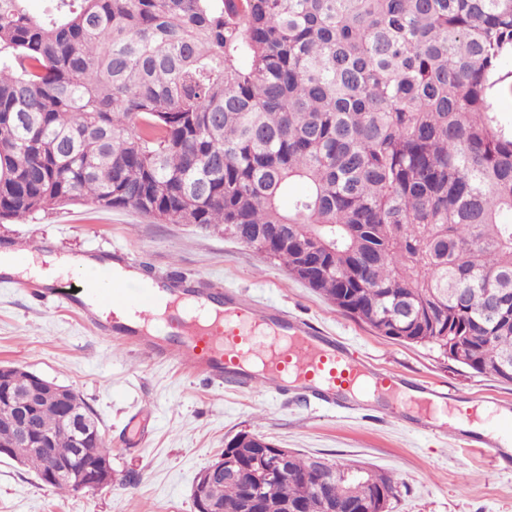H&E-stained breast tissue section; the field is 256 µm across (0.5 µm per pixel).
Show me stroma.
I'll list each match as a JSON object with an SVG mask.
<instances>
[{"instance_id":"35a3bbf8","label":"stroma","mask_w":512,"mask_h":512,"mask_svg":"<svg viewBox=\"0 0 512 512\" xmlns=\"http://www.w3.org/2000/svg\"><path fill=\"white\" fill-rule=\"evenodd\" d=\"M130 249L150 278L177 274L195 283L245 291L284 308L381 369L429 383L456 405L512 406V384L478 375L427 346L375 334L339 312L286 267L214 230L166 224L126 207H56L0 223V250L83 256ZM15 365L74 390L96 414L112 450V483L95 493H55L35 473L0 458V512H196L197 474L226 442L249 431L282 448L333 462L356 460L391 473V512H512V466L461 442L395 420L360 404L320 409L307 400L213 385L173 360H155L95 334L62 307L40 302L0 276V365ZM148 418L140 439L130 419Z\"/></svg>"}]
</instances>
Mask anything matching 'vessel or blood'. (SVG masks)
Returning <instances> with one entry per match:
<instances>
[{
	"label": "vessel or blood",
	"mask_w": 512,
	"mask_h": 512,
	"mask_svg": "<svg viewBox=\"0 0 512 512\" xmlns=\"http://www.w3.org/2000/svg\"><path fill=\"white\" fill-rule=\"evenodd\" d=\"M136 267L131 254L115 250L97 257L95 276L109 280L116 269ZM23 287L40 301L62 296L68 308L81 312L102 334L155 359L175 358L182 368L210 383L259 388L277 397L301 393L326 407L384 400L395 408L397 420L443 436L464 435L469 413L460 406L449 407L446 393L371 367L306 320L259 305L241 293L142 278L100 294L99 303L114 311L102 320L84 301L89 288L61 295L35 281L24 282ZM163 293L171 302L168 315L158 324L153 309ZM464 437L467 446L499 456V443L492 437L478 432Z\"/></svg>",
	"instance_id": "vessel-or-blood-1"
}]
</instances>
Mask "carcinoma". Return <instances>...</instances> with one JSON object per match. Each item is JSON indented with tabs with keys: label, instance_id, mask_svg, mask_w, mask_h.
<instances>
[{
	"label": "carcinoma",
	"instance_id": "carcinoma-1",
	"mask_svg": "<svg viewBox=\"0 0 512 512\" xmlns=\"http://www.w3.org/2000/svg\"><path fill=\"white\" fill-rule=\"evenodd\" d=\"M0 0V223L81 202L232 235L377 335L512 383V119L492 78L512 60V0ZM306 193L283 208L291 184ZM296 224L299 245L268 231ZM466 290L457 301L451 289ZM20 383L0 406L23 407ZM43 476L112 449L58 401L32 421ZM292 452L260 512H365L383 471ZM254 512L246 483L215 490Z\"/></svg>",
	"mask_w": 512,
	"mask_h": 512
}]
</instances>
